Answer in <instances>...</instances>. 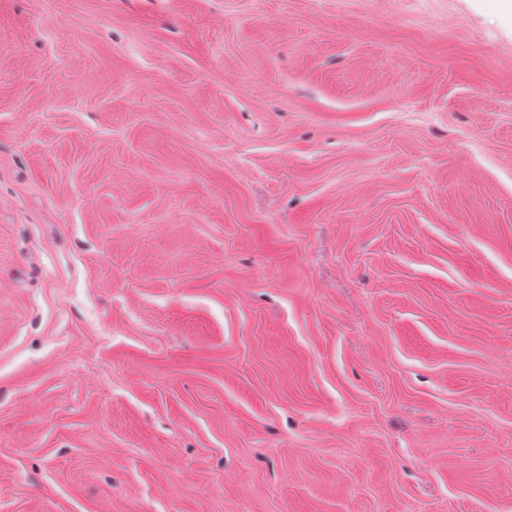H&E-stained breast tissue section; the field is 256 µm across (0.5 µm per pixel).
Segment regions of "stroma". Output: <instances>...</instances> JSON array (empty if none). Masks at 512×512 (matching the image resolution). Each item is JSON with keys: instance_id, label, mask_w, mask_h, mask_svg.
<instances>
[{"instance_id": "35a3bbf8", "label": "stroma", "mask_w": 512, "mask_h": 512, "mask_svg": "<svg viewBox=\"0 0 512 512\" xmlns=\"http://www.w3.org/2000/svg\"><path fill=\"white\" fill-rule=\"evenodd\" d=\"M0 512H512V0H0Z\"/></svg>"}]
</instances>
